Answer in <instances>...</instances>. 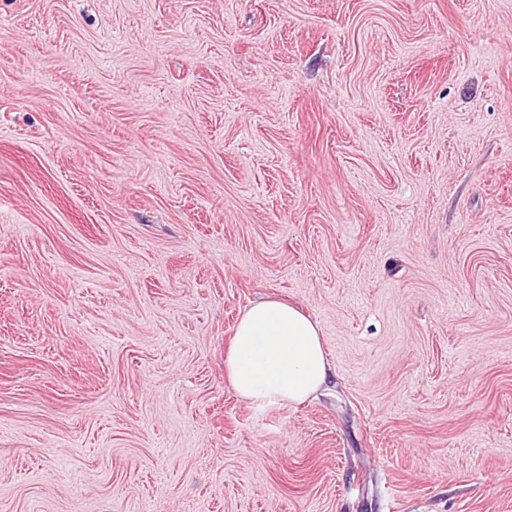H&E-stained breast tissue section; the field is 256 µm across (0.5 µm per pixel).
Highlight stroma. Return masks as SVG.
I'll return each mask as SVG.
<instances>
[{
  "label": "stroma",
  "instance_id": "1",
  "mask_svg": "<svg viewBox=\"0 0 512 512\" xmlns=\"http://www.w3.org/2000/svg\"><path fill=\"white\" fill-rule=\"evenodd\" d=\"M0 512H512V0H0ZM331 371L318 323L278 298L246 309L224 356L233 391L257 405L301 404L328 386Z\"/></svg>",
  "mask_w": 512,
  "mask_h": 512
}]
</instances>
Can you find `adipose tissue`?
I'll list each match as a JSON object with an SVG mask.
<instances>
[{"label":"adipose tissue","mask_w":512,"mask_h":512,"mask_svg":"<svg viewBox=\"0 0 512 512\" xmlns=\"http://www.w3.org/2000/svg\"><path fill=\"white\" fill-rule=\"evenodd\" d=\"M331 371L318 323L277 298L246 309L224 356L233 391L257 405L303 403L327 387Z\"/></svg>","instance_id":"ef3b65f1"}]
</instances>
